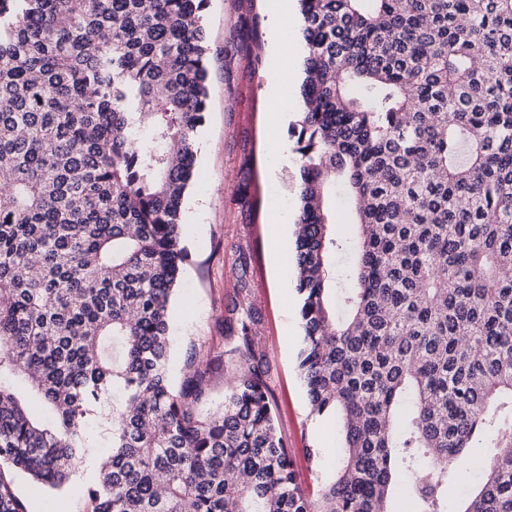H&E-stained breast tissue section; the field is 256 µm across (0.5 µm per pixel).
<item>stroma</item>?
I'll list each match as a JSON object with an SVG mask.
<instances>
[{
  "label": "stroma",
  "mask_w": 512,
  "mask_h": 512,
  "mask_svg": "<svg viewBox=\"0 0 512 512\" xmlns=\"http://www.w3.org/2000/svg\"><path fill=\"white\" fill-rule=\"evenodd\" d=\"M269 0H209L204 16L209 74L205 120L196 143L199 173L184 204V243L190 257L183 267L171 315L170 372L179 377L187 352L194 347L217 350L224 345L225 305L235 282L232 251L241 239L254 250L253 300L262 313L261 332L272 366L270 386L278 403V425L286 437L297 476L310 494H317L337 470L340 444L333 417L310 413L306 388L298 371L303 333L294 283L283 280L273 258L275 242L286 240L287 226L298 207L295 186L298 165L292 152L271 153L269 143L288 140L296 113L270 123L268 83L273 61ZM253 28L242 25L245 11ZM260 47L261 62L250 50ZM283 94L302 81L301 59L282 55ZM253 153L250 186H243L240 164ZM277 208L281 224L268 220ZM318 449L308 461L309 449ZM98 456L84 463L71 488L61 494L42 489L27 477L14 479L28 512H91L85 493L97 478Z\"/></svg>",
  "instance_id": "obj_1"
}]
</instances>
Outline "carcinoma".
Returning <instances> with one entry per match:
<instances>
[{"instance_id": "1", "label": "carcinoma", "mask_w": 512, "mask_h": 512, "mask_svg": "<svg viewBox=\"0 0 512 512\" xmlns=\"http://www.w3.org/2000/svg\"><path fill=\"white\" fill-rule=\"evenodd\" d=\"M208 2L0 0V512H27L8 467L75 482L115 391L92 512H448L461 469L480 472L462 512H512V0H299L298 369L341 432L315 499L277 426L246 246L224 351L170 377ZM479 433L490 460L468 453Z\"/></svg>"}]
</instances>
